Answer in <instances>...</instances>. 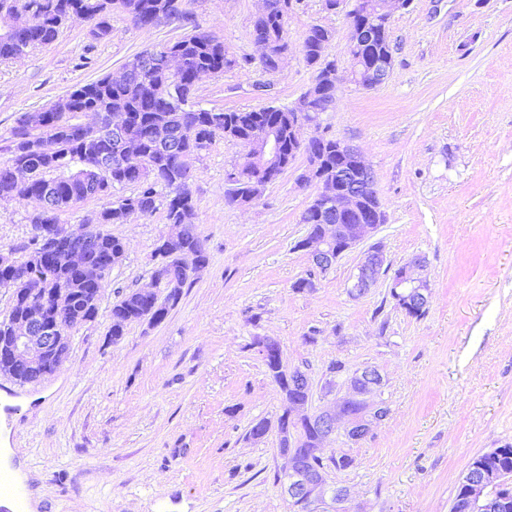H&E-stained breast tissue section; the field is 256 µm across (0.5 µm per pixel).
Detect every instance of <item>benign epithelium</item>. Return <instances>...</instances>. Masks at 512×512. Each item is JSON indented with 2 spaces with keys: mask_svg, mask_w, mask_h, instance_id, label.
Listing matches in <instances>:
<instances>
[{
  "mask_svg": "<svg viewBox=\"0 0 512 512\" xmlns=\"http://www.w3.org/2000/svg\"><path fill=\"white\" fill-rule=\"evenodd\" d=\"M411 0H358L346 11L349 50L361 44L387 43L390 25L398 12L408 8ZM332 29L322 24L310 25L303 40L318 38L322 47L333 39ZM393 68L392 56L377 53L362 61L351 57L350 69L342 73L331 63L324 67L321 83L339 86L350 83L363 90H372L384 84ZM330 99L315 89L305 92L288 106V132L296 138L297 148L306 156V169L300 180L315 187L313 203L320 219V232L313 238H304L297 248L306 252L313 269L324 273L348 250L370 238L385 221V213L377 188L375 172L364 154L356 147L338 141L336 156L341 162L336 170L325 169L324 152L327 138L307 135V130L320 128V115L328 111ZM252 150L268 156V163L278 159L275 135L261 133L249 143ZM424 260L414 256L401 266L389 284L393 299L404 310L413 314L428 308L431 291L421 277ZM387 272L386 256L380 245H372L362 256L348 287L349 295L358 299L367 295ZM43 316L30 315L16 320L6 343L0 345V373L13 376L19 371L38 373L47 361L57 368L66 358L62 347L72 326L50 327L45 333L37 331ZM255 348L262 360L274 359L272 376L280 377L288 386L309 384L308 376L299 368L284 364L279 342L269 336L256 339ZM385 379L378 368L366 365L352 373L346 381V391L336 396L315 412L300 401H288V417L298 425H308L316 435L315 451L321 452L327 441L341 433L357 442L388 415L384 402L375 400L382 392ZM287 446L280 454L289 468L285 469L281 490L293 512H352L348 489L332 485L326 473L307 469L295 462L300 435L285 433ZM466 491L464 512H512V496L501 492L502 481L484 472L469 470L463 476Z\"/></svg>",
  "mask_w": 512,
  "mask_h": 512,
  "instance_id": "1",
  "label": "benign epithelium"
}]
</instances>
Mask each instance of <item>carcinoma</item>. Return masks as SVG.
Masks as SVG:
<instances>
[{
  "mask_svg": "<svg viewBox=\"0 0 512 512\" xmlns=\"http://www.w3.org/2000/svg\"><path fill=\"white\" fill-rule=\"evenodd\" d=\"M22 16L16 19L20 26H30L33 33L27 46L52 43L67 10L83 4L89 18L96 25L91 32L95 40L110 33L109 12L117 8L134 24L146 27L153 18L178 20L191 25V31L172 44L164 45L169 53L180 58L181 69L176 71L165 62L163 54L145 50L138 55L127 78L114 82L104 76L81 85L49 106L34 112H24L16 119L8 146L10 158L0 163V197H19L38 202L30 218L33 235L29 252L45 249V224L59 223L58 215L64 209L89 198L107 200L97 213L96 222L87 225L86 233L68 243V249L82 254L83 266L75 269L47 255V264L40 274L22 278L20 262L14 270L0 268V283L12 282L11 288H27L30 299L11 307L7 317L0 320V336L10 335L14 317L44 303H60L61 312L73 316L79 312L82 321H93L99 308H85L99 284L101 271L122 263L125 256L123 242L103 229L106 224H122L134 208L147 216L165 204L168 234L173 247H157L162 261L154 268L161 293L145 296L138 290L125 293L109 311L112 324L109 335L119 340L125 327L134 322L155 324L163 321L182 294L192 269L182 263L187 256L207 263L208 256L197 227L191 222L195 200L189 187L190 163L198 151L207 147L216 133L240 141L256 135L263 127H275L281 137V152L288 157V108L265 106L259 110L216 111L191 102L195 76L216 75L239 66L229 55L224 42L202 30L192 16L179 8V0H21ZM266 11L256 20L254 34L260 41L274 45V53L264 65L278 68L280 53L287 47L286 22L288 0H265ZM77 112H95L102 122L94 133L98 153H87L83 137L77 134L78 124L71 122ZM124 112L129 116L122 139L139 142L142 167L134 170L124 163L118 139L112 132L108 116ZM196 127L199 139L186 141L183 131ZM95 164L96 179L79 183L71 180L72 172L87 163ZM249 176L238 185L237 195L246 198L251 192L252 177L262 175L269 179L276 171L263 169L261 162L246 166ZM136 185V193L109 201L112 190L118 186ZM166 190L161 195L157 187ZM306 437L302 459L312 469L326 470L328 465L348 468L353 459L347 455L324 458L309 452L314 447L315 434L303 428ZM472 468L507 480L512 477V446L494 448L475 458Z\"/></svg>",
  "mask_w": 512,
  "mask_h": 512,
  "instance_id": "carcinoma-1",
  "label": "carcinoma"
}]
</instances>
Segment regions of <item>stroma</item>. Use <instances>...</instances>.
I'll return each instance as SVG.
<instances>
[{
	"label": "stroma",
	"mask_w": 512,
	"mask_h": 512,
	"mask_svg": "<svg viewBox=\"0 0 512 512\" xmlns=\"http://www.w3.org/2000/svg\"><path fill=\"white\" fill-rule=\"evenodd\" d=\"M202 30L251 63L196 85L216 110L288 105L315 71L300 51L306 29L330 27L327 48L349 68L344 13L301 0L287 19L289 60L264 72L251 31L260 0H181ZM109 36L93 39L71 18L55 41L0 61V162L20 113L119 72L186 28L141 29L119 10ZM393 70L374 90L341 84L320 131L358 147L372 165L386 222L371 238L389 267L426 260V315L396 308L389 275L360 299L347 292L362 258L354 248L311 274L298 242L314 187L298 177L305 157L252 204L225 200L224 172L248 152L215 135L191 162L195 218L208 262L158 324L127 325L111 340L109 310L150 286L166 212L130 215L108 230L126 259L102 283L98 317L72 330L69 353L30 385L13 422L14 461L29 475L35 512H289L275 476L284 397L254 342L275 338L285 364L306 371L313 407L329 367L366 365L385 376L389 413L357 443L336 436L326 455H348L329 481L364 512H450L474 458L512 446V0H412L390 30ZM270 84L269 95L255 91ZM35 202L0 198V249L27 256ZM314 275V290L297 289ZM269 429L248 433L259 421Z\"/></svg>",
	"instance_id": "35a3bbf8"
}]
</instances>
